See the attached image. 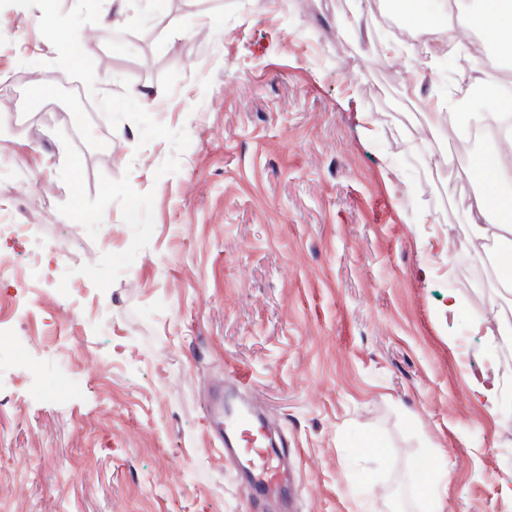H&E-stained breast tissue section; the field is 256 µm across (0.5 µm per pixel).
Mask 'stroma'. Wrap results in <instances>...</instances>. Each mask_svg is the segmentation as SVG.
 <instances>
[{
  "instance_id": "stroma-1",
  "label": "stroma",
  "mask_w": 512,
  "mask_h": 512,
  "mask_svg": "<svg viewBox=\"0 0 512 512\" xmlns=\"http://www.w3.org/2000/svg\"><path fill=\"white\" fill-rule=\"evenodd\" d=\"M52 0L82 34L61 56L0 0V277L38 373L0 378V512H512V432L478 386L494 272L460 289V179L484 156L430 131L424 40L378 57L369 0ZM36 145L49 170L22 166ZM452 263H444V251ZM44 292L13 306L26 260ZM72 296H65V289ZM235 366L288 447L289 503L245 490L207 409ZM439 459L440 467L437 482L425 493V512H443L442 491L446 487L450 469L446 454H440Z\"/></svg>"
}]
</instances>
